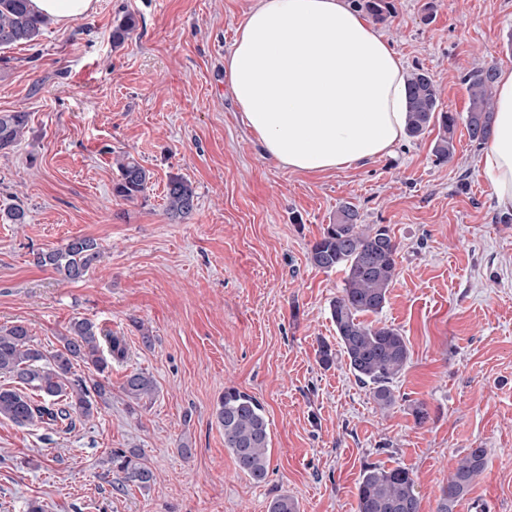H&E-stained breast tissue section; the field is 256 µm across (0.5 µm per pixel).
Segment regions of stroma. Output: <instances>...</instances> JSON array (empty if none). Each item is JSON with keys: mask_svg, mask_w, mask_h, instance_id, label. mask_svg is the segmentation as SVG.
<instances>
[{"mask_svg": "<svg viewBox=\"0 0 512 512\" xmlns=\"http://www.w3.org/2000/svg\"><path fill=\"white\" fill-rule=\"evenodd\" d=\"M257 0H95L90 15L48 24L35 45L0 48V113L29 115L0 154V328L24 323L59 348L75 317L124 337L128 357L106 372V399L68 433L0 418V512H267L288 494L300 512H356L365 467L403 466L421 512H437L457 460L487 466L454 512H512V220L479 172L465 126L437 163L435 133L403 137L390 155L309 176L261 154L224 74L236 31ZM380 33L405 70L432 73L444 110L465 115L464 73L512 69V0H394ZM127 14L138 28L116 46ZM149 170L144 199L115 197L116 160ZM181 175L195 210L169 218L164 188ZM349 201L363 224L390 228L399 276L379 321L409 341L395 404L380 410L335 342L329 304L342 276L307 252ZM75 236L102 258L71 282L38 252ZM148 328L151 345L141 340ZM150 373L151 402L130 410L121 390ZM236 387L264 406L266 483L239 472L213 410ZM424 405L426 422L413 409ZM190 455H182L181 446ZM140 451L156 479L121 485L112 450Z\"/></svg>", "mask_w": 512, "mask_h": 512, "instance_id": "obj_1", "label": "stroma"}]
</instances>
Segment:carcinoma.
<instances>
[{
	"instance_id": "1",
	"label": "carcinoma",
	"mask_w": 512,
	"mask_h": 512,
	"mask_svg": "<svg viewBox=\"0 0 512 512\" xmlns=\"http://www.w3.org/2000/svg\"><path fill=\"white\" fill-rule=\"evenodd\" d=\"M351 2L378 23L387 22L394 11L393 0ZM46 25L47 20L31 9L30 0H0V46L33 42ZM137 27L136 17L125 15L112 30V42L123 44ZM496 77L493 67L476 68L462 77L469 99L462 118L441 108L437 84L430 72L416 68L407 73L406 134L418 138L430 126H438L442 134L434 143L433 154L440 164L455 155V131L460 119L471 142L486 144L495 110L492 97ZM27 126L26 112L0 114V152L7 154L17 147ZM150 179L149 170L127 155L118 163L112 193L124 200H136L145 195ZM197 199L192 182L179 175L169 177L165 207L171 217L190 215ZM101 255L96 240L75 237L61 247L37 253L36 262L66 280L78 281L100 261ZM307 256L318 269L344 272L341 291L330 302L336 344H320L318 363L329 368L337 356H343L356 380L369 387L376 404L383 410L392 407L396 400L393 383L410 360L408 340L397 328L363 319L383 311L398 276V245L390 229L360 224L357 206L343 202L336 210L335 222L327 225L310 245ZM127 357L124 337L102 329L89 318L73 320L68 334L61 337V346L50 351L34 345L22 324L0 328V377L13 383L9 388L0 387V418L19 427L46 425L69 431L75 427V418H92L97 411L96 399L102 400L106 395L101 383L89 385L75 376L74 365L81 362L102 374L109 363L122 362ZM122 391L138 403L152 399L157 385L149 373L133 370L126 375ZM214 414L224 432V448L239 471L256 483L265 481L271 438L262 403L246 392L227 387ZM486 463L484 448H471L457 461L453 475L441 488L438 512H454ZM110 464L124 475L125 482L141 488L149 487L154 479L143 455L135 449L112 451ZM268 512H299V507L292 497L278 495L270 501ZM357 512H420L413 474L401 466L366 467L357 487Z\"/></svg>"
}]
</instances>
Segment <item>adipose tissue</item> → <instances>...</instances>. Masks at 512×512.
Wrapping results in <instances>:
<instances>
[{
    "instance_id": "ef3b65f1",
    "label": "adipose tissue",
    "mask_w": 512,
    "mask_h": 512,
    "mask_svg": "<svg viewBox=\"0 0 512 512\" xmlns=\"http://www.w3.org/2000/svg\"><path fill=\"white\" fill-rule=\"evenodd\" d=\"M224 70L247 127L288 171L357 166L391 154L406 133L403 64L346 0H257ZM479 168L512 213V70L496 79Z\"/></svg>"
}]
</instances>
